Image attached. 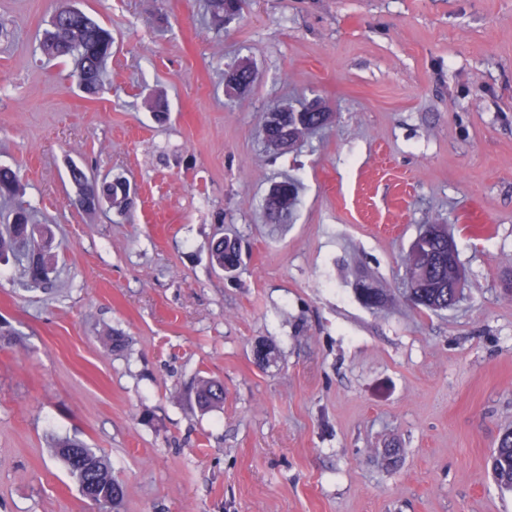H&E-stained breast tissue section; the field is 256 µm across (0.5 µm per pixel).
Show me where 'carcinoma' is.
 Masks as SVG:
<instances>
[{
    "mask_svg": "<svg viewBox=\"0 0 512 512\" xmlns=\"http://www.w3.org/2000/svg\"><path fill=\"white\" fill-rule=\"evenodd\" d=\"M242 0H207V12L215 26L222 27L224 22L235 19L241 12ZM41 51L49 58L65 59L73 66V76L85 93L96 94L102 87V76L106 64L112 55V34L103 28L94 18L80 9L70 10L57 6L53 15L51 28L46 30L40 44ZM252 82L250 71L236 65L224 70V83L241 94ZM281 119L273 127L264 126V137L280 142L288 140V128L301 123L310 126L318 121L317 112H292L286 108L279 109ZM69 178L74 183L87 186L89 195L85 197V208L95 209V196L102 195L108 181L98 182L89 178L86 171L73 167ZM19 188L17 173L8 166H0V198L11 200ZM298 201V185L293 180L275 184L265 198V210L270 221L281 223L293 212ZM35 248L32 240L20 238V232L13 225H5L0 231V258L10 257L17 265L19 283L23 286H41L49 282V274L44 263L52 260L47 254L40 256V261L33 260ZM210 262L219 269L236 268L241 262V250L229 237H219L210 248ZM448 278V266L434 265L422 269L418 274V287L413 289L415 306L427 311H434L423 298H431L435 289L432 283L439 278ZM189 400L201 411L220 407L224 403V386L216 381L200 379L189 388ZM53 452L66 465L75 479L82 496H87L88 488L95 486L96 495L90 502L104 512H120L124 497L112 495L114 487L120 485L112 477V470L107 460L88 444L68 439L59 442ZM490 465L498 485L512 489V431L500 438L498 447L490 457Z\"/></svg>",
    "mask_w": 512,
    "mask_h": 512,
    "instance_id": "cac0c4a2",
    "label": "carcinoma"
}]
</instances>
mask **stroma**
Segmentation results:
<instances>
[{
	"label": "stroma",
	"mask_w": 512,
	"mask_h": 512,
	"mask_svg": "<svg viewBox=\"0 0 512 512\" xmlns=\"http://www.w3.org/2000/svg\"><path fill=\"white\" fill-rule=\"evenodd\" d=\"M72 3L112 34L93 99L40 49L56 0H0V225L28 207L57 269L25 288L0 263V512H99L63 439L107 459L121 512H512L489 463L512 429V0H246L220 30L204 0ZM315 98L333 121L266 151V113ZM74 165L132 207L80 208ZM423 224L466 274L440 313L403 297ZM219 233L243 244L228 275ZM201 378L222 407L191 409ZM289 192V193H288ZM281 197H288V207L281 203ZM298 201V185L293 180H285L275 184L265 198V210L270 221L281 223L293 212ZM236 243H238L237 239L226 236L214 240L210 248V262L212 266L221 270L224 269V266L225 268L238 267L241 262V250L238 247L236 248Z\"/></svg>",
	"instance_id": "1"
}]
</instances>
